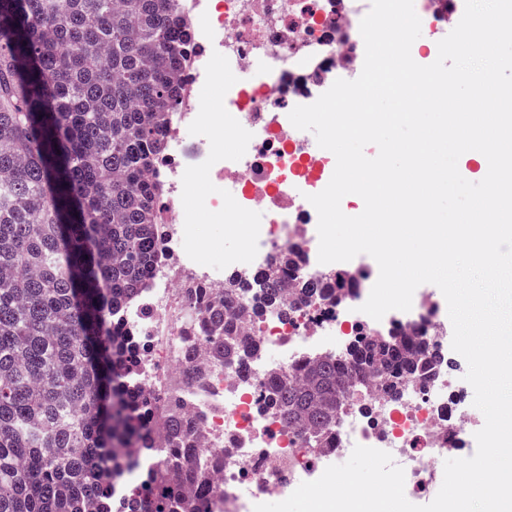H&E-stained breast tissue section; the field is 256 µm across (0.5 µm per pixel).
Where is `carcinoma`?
Wrapping results in <instances>:
<instances>
[{"mask_svg": "<svg viewBox=\"0 0 512 512\" xmlns=\"http://www.w3.org/2000/svg\"><path fill=\"white\" fill-rule=\"evenodd\" d=\"M187 24L174 0H0V512H210L211 472L179 402L127 390L145 361L117 313L160 259L170 113L183 97ZM284 251L254 278V311L328 300L343 271L290 283ZM240 280L224 276L189 333L216 361L255 347L227 321ZM343 364L268 382L262 408L298 436L336 420L349 384L377 375L399 393L442 356L422 336L380 332ZM164 428L171 462L141 477L116 510L109 484L136 468L132 449Z\"/></svg>", "mask_w": 512, "mask_h": 512, "instance_id": "cac0c4a2", "label": "carcinoma"}]
</instances>
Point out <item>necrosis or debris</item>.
<instances>
[{"label": "necrosis or debris", "instance_id": "1", "mask_svg": "<svg viewBox=\"0 0 512 512\" xmlns=\"http://www.w3.org/2000/svg\"><path fill=\"white\" fill-rule=\"evenodd\" d=\"M370 7L371 0H175L193 40L184 97L168 126V159L154 173L165 189L161 260L140 300L120 316L147 360L124 384L189 406L197 447L219 462L222 512H251L271 496L292 494L344 463L357 445L389 452L405 472L406 496L424 497L443 482L439 460L483 424L444 366L427 381L406 380L396 397L354 384L312 448L301 447L277 415L260 411L271 375L299 373L319 356L344 359L371 329L414 336L436 326L434 342L447 352L448 322L432 297L418 296L410 311L374 320L360 310L373 283L356 270L339 300L312 303L289 318L274 309L252 316L253 297L244 295L229 315L257 343L246 369L204 360L203 341L186 348L185 328L224 286L202 253L187 246L197 211L222 222L250 218L251 237L223 259L225 270L243 280L289 247L302 252L300 276L325 272L318 214L307 197L328 185L333 157L311 148L288 114L313 103L336 78L356 79L365 55L359 25ZM206 87L223 88V111H206L199 97ZM189 129L197 132L190 141ZM196 170L209 179L201 198L188 194Z\"/></svg>", "mask_w": 512, "mask_h": 512}]
</instances>
